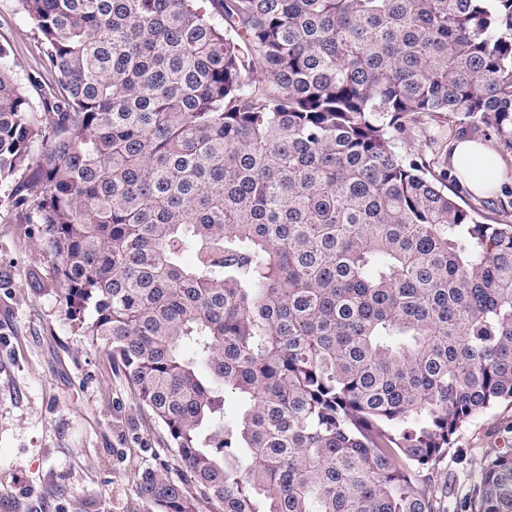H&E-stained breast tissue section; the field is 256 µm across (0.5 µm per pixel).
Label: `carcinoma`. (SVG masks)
I'll list each match as a JSON object with an SVG mask.
<instances>
[{"label":"carcinoma","mask_w":512,"mask_h":512,"mask_svg":"<svg viewBox=\"0 0 512 512\" xmlns=\"http://www.w3.org/2000/svg\"><path fill=\"white\" fill-rule=\"evenodd\" d=\"M0 187L182 465L157 512H446L431 478L512 404V219L402 145L512 156V0H16ZM241 405L224 418V396ZM460 512H512V448ZM0 45L7 47L27 91L36 98V87L26 76H35L42 84L48 83L51 76L42 67V48L34 26L17 10L15 0H0Z\"/></svg>","instance_id":"obj_1"}]
</instances>
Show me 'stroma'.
<instances>
[{"label":"stroma","mask_w":512,"mask_h":512,"mask_svg":"<svg viewBox=\"0 0 512 512\" xmlns=\"http://www.w3.org/2000/svg\"><path fill=\"white\" fill-rule=\"evenodd\" d=\"M0 45L28 85L48 83L33 24L15 0H0ZM460 133L431 124L405 144L445 158ZM434 480L452 506L483 454L512 447V405L501 404L458 437ZM181 466L160 424L140 407L108 355L89 347L66 314L52 261L19 224L0 190V512H156L136 492L144 470Z\"/></svg>","instance_id":"1"}]
</instances>
